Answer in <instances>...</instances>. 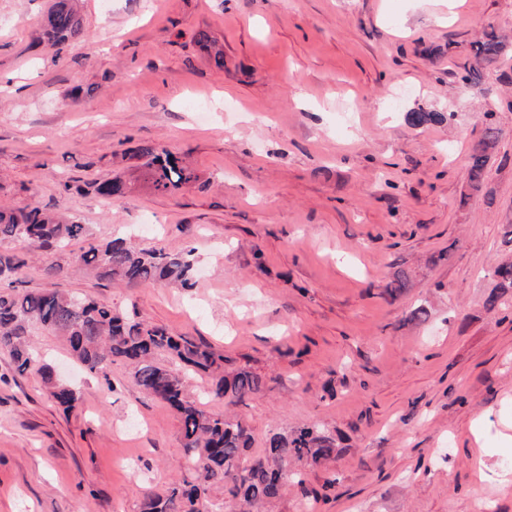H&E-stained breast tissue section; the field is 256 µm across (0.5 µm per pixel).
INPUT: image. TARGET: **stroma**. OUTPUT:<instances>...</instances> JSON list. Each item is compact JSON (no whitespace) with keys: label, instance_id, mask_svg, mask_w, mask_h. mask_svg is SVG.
Listing matches in <instances>:
<instances>
[{"label":"stroma","instance_id":"35a3bbf8","mask_svg":"<svg viewBox=\"0 0 512 512\" xmlns=\"http://www.w3.org/2000/svg\"><path fill=\"white\" fill-rule=\"evenodd\" d=\"M50 5L0 0V201L66 211L99 240L194 247L195 284L101 280L77 241L29 255L22 291L94 296L260 375L258 395L207 405L248 427V456L303 426L329 437L335 458L263 512H512V289L486 306L512 262V53L462 80L486 26L512 36V0H80L84 34L59 52L39 41ZM419 109L454 117L415 127ZM490 123L475 192L468 157ZM144 145L195 181L155 191ZM115 178L122 199L84 189ZM56 263L67 275L47 280ZM32 341L79 401L63 412L0 352V512H139L180 475L177 415L122 362L95 375L61 337ZM498 131L490 126L485 130L482 139L473 147L467 166V177L470 187L480 191L485 180V171L490 157L497 151Z\"/></svg>","mask_w":512,"mask_h":512}]
</instances>
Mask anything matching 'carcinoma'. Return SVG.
Masks as SVG:
<instances>
[{
    "mask_svg": "<svg viewBox=\"0 0 512 512\" xmlns=\"http://www.w3.org/2000/svg\"><path fill=\"white\" fill-rule=\"evenodd\" d=\"M77 0H53L43 22L42 36L52 47L62 46L83 34ZM512 49L495 30L484 33L476 42L473 63L464 67V83L479 84L485 70ZM454 113L410 112L414 126L441 121ZM498 131L487 127L473 147L467 166L470 187L479 191L485 180L490 157L497 151ZM139 156L146 159L155 190L181 191L193 179L191 169L166 148L143 146ZM89 187L107 199H121L129 186L120 179L91 182ZM83 239L88 247L79 261L93 267L108 282L165 285L175 283L191 288L192 252L171 255L161 248H139L121 238L98 241L88 227L61 213L51 212L37 202L23 208L0 204V243L17 242L28 251L51 249L72 240ZM27 267L25 257L0 254V350L9 353L15 370L24 374L35 370L48 387L55 403L64 412L75 408L78 392L60 382L53 367L42 362L29 336L34 326L65 338L70 354L92 374L107 376L114 361L130 368L132 382L144 393L167 404L178 415L186 470L164 493L144 495L140 512H214L209 499L213 484L229 486L241 512H254L266 501L279 498L292 483L303 480L294 469L302 460L317 463L336 453L322 433L302 427L291 433H274L263 454L245 458L251 445V433L239 420H232L206 409L187 390L184 371L201 372L210 378L208 396L213 401H236L259 393L261 376L247 371H224V353L198 344L185 336H176L163 326L136 321L125 313L88 296L58 289L14 291ZM166 353L171 363L158 355Z\"/></svg>",
    "mask_w": 512,
    "mask_h": 512,
    "instance_id": "cac0c4a2",
    "label": "carcinoma"
}]
</instances>
